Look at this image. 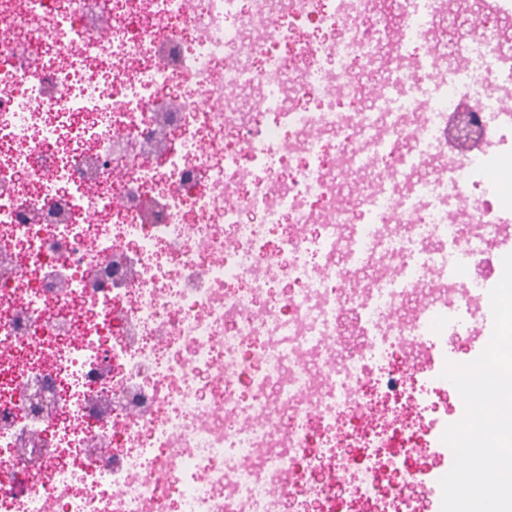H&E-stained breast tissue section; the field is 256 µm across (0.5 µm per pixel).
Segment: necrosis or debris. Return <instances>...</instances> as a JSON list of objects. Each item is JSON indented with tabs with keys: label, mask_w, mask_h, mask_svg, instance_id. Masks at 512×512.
<instances>
[{
	"label": "necrosis or debris",
	"mask_w": 512,
	"mask_h": 512,
	"mask_svg": "<svg viewBox=\"0 0 512 512\" xmlns=\"http://www.w3.org/2000/svg\"><path fill=\"white\" fill-rule=\"evenodd\" d=\"M439 6L402 0L399 63L368 106L389 34L364 30L372 0L0 9V512L441 502L388 447L449 387L488 283L463 268L414 326L399 312L449 251L498 241L512 158L418 177L449 114L484 130L497 107L427 43ZM420 44L431 93L405 65ZM345 167L377 178L338 211ZM381 256L390 272L353 289ZM411 336L437 365L402 361Z\"/></svg>",
	"instance_id": "necrosis-or-debris-1"
}]
</instances>
